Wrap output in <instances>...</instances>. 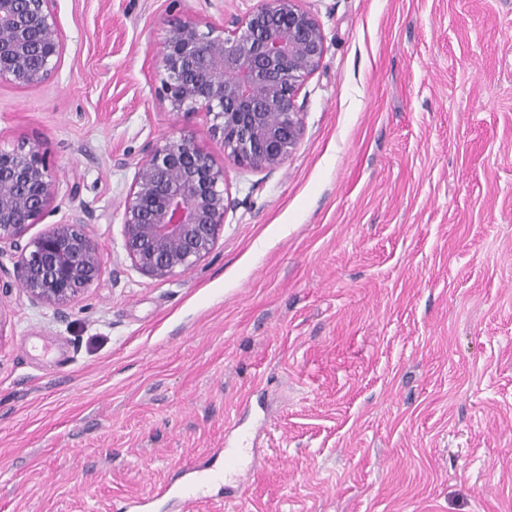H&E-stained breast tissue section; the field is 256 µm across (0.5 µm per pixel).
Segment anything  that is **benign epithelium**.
I'll use <instances>...</instances> for the list:
<instances>
[{"label": "benign epithelium", "instance_id": "benign-epithelium-1", "mask_svg": "<svg viewBox=\"0 0 512 512\" xmlns=\"http://www.w3.org/2000/svg\"><path fill=\"white\" fill-rule=\"evenodd\" d=\"M52 0H0V81L35 86L57 69L62 42ZM188 19L169 25L158 61L161 93L177 113L213 116L214 136L234 161L272 173L303 134L298 104L306 80L325 53V34L302 0H263L220 26ZM55 183L49 162L22 144L0 150V295L17 288L32 302L59 308L105 268L104 253L87 233L89 212L50 224L23 242L49 213ZM236 206L206 154L186 138L150 144L136 163L123 215V248L132 266L156 280L193 270L212 253L228 210Z\"/></svg>", "mask_w": 512, "mask_h": 512}]
</instances>
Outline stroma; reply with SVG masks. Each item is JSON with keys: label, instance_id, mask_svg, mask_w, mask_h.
Segmentation results:
<instances>
[{"label": "stroma", "instance_id": "1", "mask_svg": "<svg viewBox=\"0 0 512 512\" xmlns=\"http://www.w3.org/2000/svg\"><path fill=\"white\" fill-rule=\"evenodd\" d=\"M259 4L54 0L56 72L0 82V147L55 180L27 239L82 206L106 259L64 310L0 299V512H183L158 488L244 444V495L190 512H512V0H303L326 51L271 174L173 112L158 63L171 22ZM172 136L238 205L158 281L122 222Z\"/></svg>", "mask_w": 512, "mask_h": 512}]
</instances>
